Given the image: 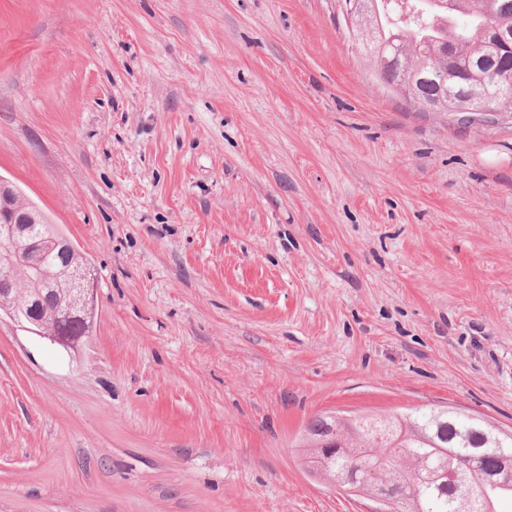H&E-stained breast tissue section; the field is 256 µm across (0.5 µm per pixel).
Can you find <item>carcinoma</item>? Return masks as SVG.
Wrapping results in <instances>:
<instances>
[{"label":"carcinoma","instance_id":"1","mask_svg":"<svg viewBox=\"0 0 512 512\" xmlns=\"http://www.w3.org/2000/svg\"><path fill=\"white\" fill-rule=\"evenodd\" d=\"M377 26L375 39L364 44L375 61L377 74L403 99H432L453 90V106L467 115L477 104L467 93L471 73L480 69L488 53L483 33L498 19L512 21V0H370ZM452 39L460 54L454 78H448V60L440 46ZM504 65L501 82L488 86L491 106L512 114V51L500 52ZM67 265L90 268L79 251L64 258L55 253L44 257L52 270ZM305 440L344 441L325 459L333 470L358 478L375 471L383 475L394 496L395 512H457L459 502L472 500L480 512H497V505L512 500V481L488 485L471 477L463 483L438 485L428 480V471L458 464L470 456L481 457L486 469L512 466L502 452L512 449V429L489 427L487 419L464 414L451 406H430L408 414L384 418L357 416L338 421L330 415L312 418Z\"/></svg>","mask_w":512,"mask_h":512}]
</instances>
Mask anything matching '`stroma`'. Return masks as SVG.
<instances>
[{"label":"stroma","mask_w":512,"mask_h":512,"mask_svg":"<svg viewBox=\"0 0 512 512\" xmlns=\"http://www.w3.org/2000/svg\"><path fill=\"white\" fill-rule=\"evenodd\" d=\"M0 177L98 305L0 315V512H368L314 416L512 427V124L409 109L341 0H0Z\"/></svg>","instance_id":"obj_1"}]
</instances>
